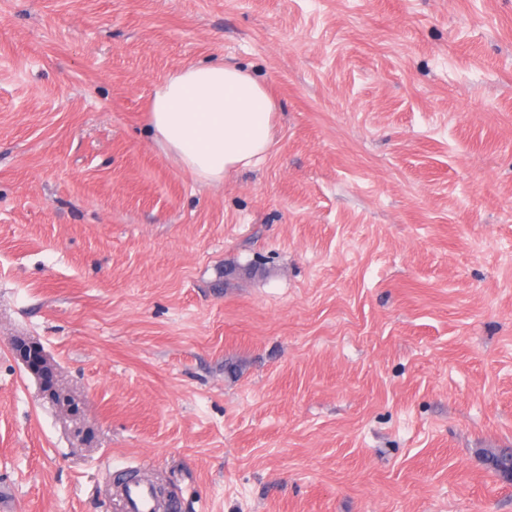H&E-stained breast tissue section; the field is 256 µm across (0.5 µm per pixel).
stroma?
<instances>
[{
  "label": "stroma",
  "mask_w": 512,
  "mask_h": 512,
  "mask_svg": "<svg viewBox=\"0 0 512 512\" xmlns=\"http://www.w3.org/2000/svg\"><path fill=\"white\" fill-rule=\"evenodd\" d=\"M217 62L276 112L210 186L150 105ZM490 448L512 0H0V512H512ZM17 349L20 350L23 360L26 365L33 371L40 374L46 386H50L52 383L51 372L47 369L43 354L37 346H20L16 345ZM117 502L119 512H181V506L175 497L166 507H160L154 485L145 482L127 483Z\"/></svg>",
  "instance_id": "obj_1"
}]
</instances>
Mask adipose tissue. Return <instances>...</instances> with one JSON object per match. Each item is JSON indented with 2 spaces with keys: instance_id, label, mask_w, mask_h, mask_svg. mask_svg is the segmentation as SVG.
I'll use <instances>...</instances> for the list:
<instances>
[{
  "instance_id": "obj_1",
  "label": "adipose tissue",
  "mask_w": 512,
  "mask_h": 512,
  "mask_svg": "<svg viewBox=\"0 0 512 512\" xmlns=\"http://www.w3.org/2000/svg\"><path fill=\"white\" fill-rule=\"evenodd\" d=\"M275 109L248 72L224 64L189 66L156 86L151 135L182 169L216 184L229 170L265 157Z\"/></svg>"
}]
</instances>
